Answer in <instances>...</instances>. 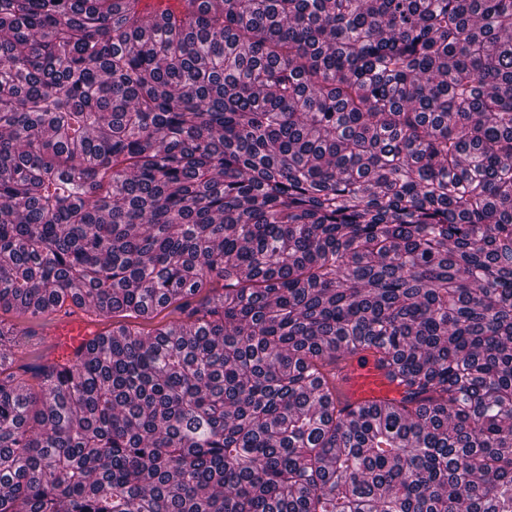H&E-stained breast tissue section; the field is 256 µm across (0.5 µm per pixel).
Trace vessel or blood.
<instances>
[{"label": "vessel or blood", "instance_id": "1", "mask_svg": "<svg viewBox=\"0 0 512 512\" xmlns=\"http://www.w3.org/2000/svg\"><path fill=\"white\" fill-rule=\"evenodd\" d=\"M63 324L67 329V339L62 356L70 359L77 349L87 348L91 334L88 325L77 316L66 317ZM336 386L342 402L352 407L364 404L385 406L406 395L405 387L389 377L387 369L380 365L369 350L348 356L337 363Z\"/></svg>", "mask_w": 512, "mask_h": 512}]
</instances>
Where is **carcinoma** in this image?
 Instances as JSON below:
<instances>
[{"mask_svg":"<svg viewBox=\"0 0 512 512\" xmlns=\"http://www.w3.org/2000/svg\"><path fill=\"white\" fill-rule=\"evenodd\" d=\"M73 305L0 512H512V0H0V310ZM336 386L343 404L386 406L403 399L406 389L392 380L370 350L346 357L336 364Z\"/></svg>","mask_w":512,"mask_h":512,"instance_id":"cac0c4a2","label":"carcinoma"}]
</instances>
